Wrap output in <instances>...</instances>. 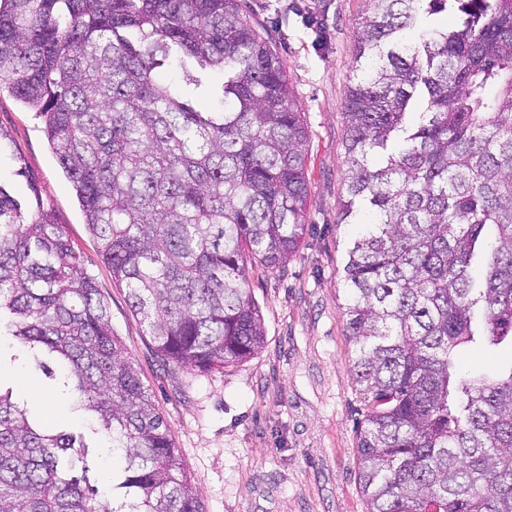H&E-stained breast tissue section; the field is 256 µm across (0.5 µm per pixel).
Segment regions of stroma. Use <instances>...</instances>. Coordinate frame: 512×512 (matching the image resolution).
<instances>
[{
  "instance_id": "35a3bbf8",
  "label": "stroma",
  "mask_w": 512,
  "mask_h": 512,
  "mask_svg": "<svg viewBox=\"0 0 512 512\" xmlns=\"http://www.w3.org/2000/svg\"><path fill=\"white\" fill-rule=\"evenodd\" d=\"M363 0H244L271 37L310 141V200L296 255L279 270L247 264L265 346L203 373L163 363L125 285L98 257L72 186L51 152L43 121L0 91V186L21 203L41 199L62 224L110 308L112 328L167 420L204 512H366L357 480V422L365 406L353 379L343 320V267L360 230L338 221L345 194V94L353 82ZM36 389L28 409L45 424L82 430L83 415L24 355L0 364V386Z\"/></svg>"
}]
</instances>
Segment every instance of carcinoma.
Returning <instances> with one entry per match:
<instances>
[{
	"mask_svg": "<svg viewBox=\"0 0 512 512\" xmlns=\"http://www.w3.org/2000/svg\"><path fill=\"white\" fill-rule=\"evenodd\" d=\"M347 88L346 197L363 224L343 317L367 413L368 512H512V0H366ZM454 9L462 25L405 31ZM224 74L208 111L161 83ZM44 132L161 360L208 372L264 345L249 258L298 251L309 132L241 0H0V87ZM386 153L385 163H372ZM15 341L125 456L99 493L84 437L0 389V512H202L109 305L40 202L0 187V343Z\"/></svg>",
	"mask_w": 512,
	"mask_h": 512,
	"instance_id": "cac0c4a2",
	"label": "carcinoma"
}]
</instances>
